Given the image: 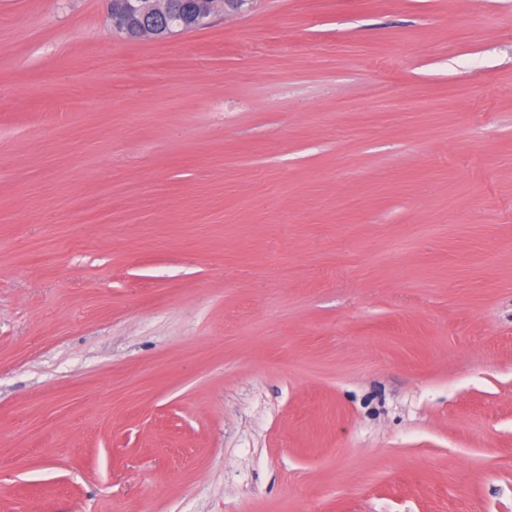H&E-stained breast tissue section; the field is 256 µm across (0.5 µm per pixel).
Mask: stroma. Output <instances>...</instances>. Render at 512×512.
Listing matches in <instances>:
<instances>
[{
    "mask_svg": "<svg viewBox=\"0 0 512 512\" xmlns=\"http://www.w3.org/2000/svg\"><path fill=\"white\" fill-rule=\"evenodd\" d=\"M0 512H512V0H0ZM110 3L113 27L119 32L135 27L142 35L153 33L146 28L147 17L169 10V0H111ZM216 2L218 1H199L197 2L198 9L196 11H187L179 6L176 13H170L169 21L182 26L183 30L205 25Z\"/></svg>",
    "mask_w": 512,
    "mask_h": 512,
    "instance_id": "35a3bbf8",
    "label": "stroma"
}]
</instances>
